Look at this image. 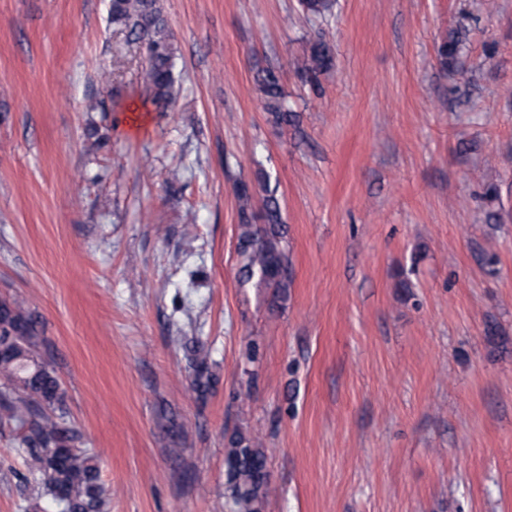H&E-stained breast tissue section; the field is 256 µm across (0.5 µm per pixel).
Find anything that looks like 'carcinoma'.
<instances>
[{"label":"carcinoma","instance_id":"obj_1","mask_svg":"<svg viewBox=\"0 0 512 512\" xmlns=\"http://www.w3.org/2000/svg\"><path fill=\"white\" fill-rule=\"evenodd\" d=\"M335 0H307L302 10L313 18L331 14ZM112 24L146 51L151 101L169 105L175 99L174 65L176 47L159 0H112ZM462 50L458 31L448 33L437 53L441 64L455 68ZM334 65L333 45L325 35L310 41L309 50L296 64V72L315 85L320 75ZM264 108L275 124L291 121L285 108V93L275 69L256 74ZM265 193L263 209H252V190L241 181L239 201V252L241 281H256L273 289L278 300L290 283L288 255L282 245L281 211L275 191L260 177ZM261 223H256V220ZM11 353L0 356V417L19 423L21 444L28 455L24 479L43 489L55 512H105L106 490L101 482L97 456L83 447L79 431L67 426L64 392L56 372L36 352V323L20 304L0 301V345ZM214 378L204 362H194L193 386L198 396L210 392ZM227 491L235 512H261L270 477L265 453L241 433L229 441L225 452Z\"/></svg>","mask_w":512,"mask_h":512}]
</instances>
